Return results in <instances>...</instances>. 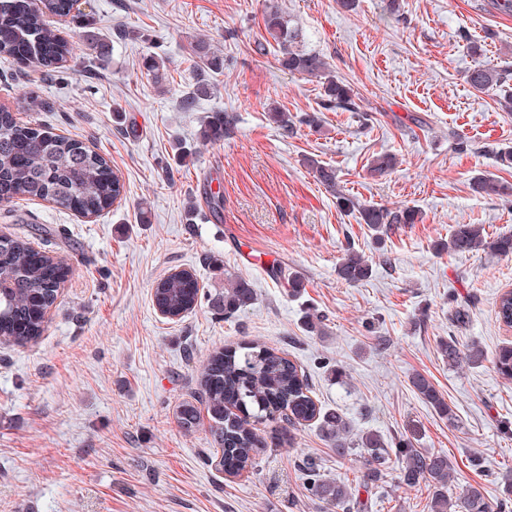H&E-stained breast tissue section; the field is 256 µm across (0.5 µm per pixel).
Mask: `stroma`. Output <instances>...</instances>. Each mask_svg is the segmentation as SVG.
Masks as SVG:
<instances>
[{
	"mask_svg": "<svg viewBox=\"0 0 512 512\" xmlns=\"http://www.w3.org/2000/svg\"><path fill=\"white\" fill-rule=\"evenodd\" d=\"M281 2L302 47L357 92L358 111L323 109L317 82L280 70L273 48L258 50L263 0H82L90 27L56 23L73 63L44 76L0 57V105L34 93L39 107L21 120L84 141L124 185L119 203L89 219L40 199L0 205V234L36 240L70 266L42 335L0 345V512H336L309 491L298 468L306 456L351 489V512H428L427 490L360 486L357 459H337L315 422L267 452L259 471L225 475L207 425L184 433L175 414L197 396L211 353L251 341L288 354L317 404L343 414L353 434L393 444L417 426L419 447L447 453L460 489L493 493L488 477H512V431L503 429L512 381L490 364L512 345V328L496 318L512 256L434 249L457 224L512 234V199L471 189L480 173L512 183L493 154L512 147V112L499 104L512 92V16L490 0H399L397 17L386 0H358L351 11L336 0ZM91 34L105 61L89 55ZM196 38L219 50L222 73L200 70ZM474 42L482 56L471 54ZM148 55L162 60V81L143 68ZM479 63L506 70L504 85L474 91L466 74ZM201 81L210 94L185 111ZM272 105L292 117L293 132L269 121ZM213 112L235 124L223 142L205 144L199 130ZM311 112L319 128L304 124ZM179 144L191 151L183 164ZM382 152L397 154L398 168L369 176ZM306 156L335 166L360 200L418 207L422 221L376 248L302 165ZM207 187L222 196L212 221ZM350 246L374 261L372 278L354 287L336 275ZM276 265L297 272L301 295L273 279ZM179 269L193 272L201 300L170 318L154 289ZM229 275L249 280L257 300L228 318L212 302ZM308 311L323 334L305 330ZM448 336L480 346L485 362L449 366L438 351ZM415 372L444 395L455 422L413 392Z\"/></svg>",
	"mask_w": 512,
	"mask_h": 512,
	"instance_id": "stroma-1",
	"label": "stroma"
}]
</instances>
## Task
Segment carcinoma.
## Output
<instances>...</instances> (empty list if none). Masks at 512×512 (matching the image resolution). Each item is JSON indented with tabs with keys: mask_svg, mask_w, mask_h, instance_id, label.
<instances>
[{
	"mask_svg": "<svg viewBox=\"0 0 512 512\" xmlns=\"http://www.w3.org/2000/svg\"><path fill=\"white\" fill-rule=\"evenodd\" d=\"M72 0H0V55L13 59L23 68L54 72L73 57L72 45L60 38L48 17H66ZM263 28L276 45L275 61L280 69L321 80L325 105L356 112L357 93L351 85L336 77L326 58L318 52L299 47L301 30L291 24L279 0H265ZM198 63L214 72L224 70L220 57L205 40L191 45ZM507 73L482 64L467 73V83L478 92L506 81ZM233 118L226 112H214L201 125L199 139L217 143L229 135ZM303 164L311 168L319 183L331 191L339 210L366 225L380 242L396 229L420 222L418 210L408 206L389 207L367 204L339 185L336 167L306 156ZM398 158L390 153L376 155L368 168L373 177L393 171ZM472 190L480 196L510 197L512 184L492 174L472 179ZM123 185L110 161L84 142L22 122L16 114L0 109V204L41 199L86 215H98L120 199ZM436 249L453 254L485 251L494 256L512 255V235L494 238L484 235L480 224H457L448 239L436 243ZM64 261L50 260L21 237H0V282L8 291L0 294V343L23 344L44 330L43 312L52 308L64 283ZM337 275L349 285L367 282L373 272L372 260L353 247L344 249L337 263ZM199 291L178 275H169L155 288L156 306L173 314L193 310ZM256 292L243 277L228 280L219 307L224 315H233L254 304ZM497 318L512 324V293L501 294ZM448 364L462 362L479 365L484 351L473 344L461 347L450 336L438 342ZM498 374L512 379V346L502 348L493 361ZM199 385L201 404L210 417V434L221 457L218 465L235 477L244 471H256L262 454L275 443L293 441L292 429L318 421L336 453L344 459L360 451L359 481L364 487L384 488L391 476L390 452L381 435L365 432L357 437L344 417L323 410L310 394V387L297 364L284 352L259 343H244L210 355L203 364ZM409 385L418 397L437 414L454 420V412L433 382L421 373L409 376ZM281 421L277 442L270 443L260 433L261 425ZM178 426L186 433L200 424V408L185 401L177 413ZM418 431L398 442L400 482L414 489H429L430 512H506L512 504V479L499 483L498 496L490 498L485 487L469 485L453 498L448 495L456 471L448 455L415 447ZM302 470L314 496L344 512L350 493L343 484L321 478L315 460H302Z\"/></svg>",
	"mask_w": 512,
	"mask_h": 512,
	"instance_id": "obj_1",
	"label": "carcinoma"
}]
</instances>
